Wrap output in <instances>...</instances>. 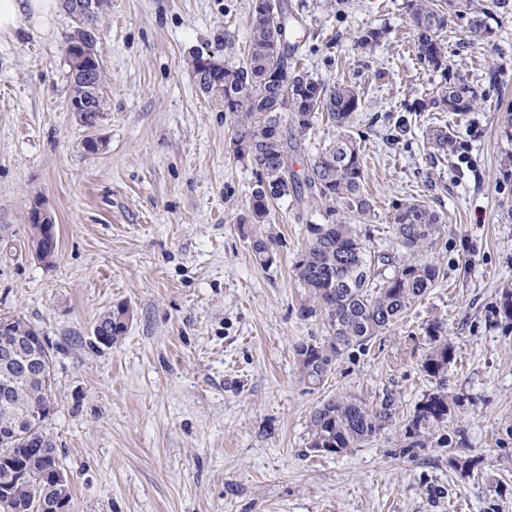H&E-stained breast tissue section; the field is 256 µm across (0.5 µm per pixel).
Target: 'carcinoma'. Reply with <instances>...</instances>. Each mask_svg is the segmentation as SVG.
Here are the masks:
<instances>
[{"instance_id":"obj_1","label":"carcinoma","mask_w":512,"mask_h":512,"mask_svg":"<svg viewBox=\"0 0 512 512\" xmlns=\"http://www.w3.org/2000/svg\"><path fill=\"white\" fill-rule=\"evenodd\" d=\"M416 35L417 60L440 73L444 80L438 95L420 102V109H436L466 116L475 110L477 96L462 80L448 78V56L440 40L448 15L472 10L471 0H406ZM296 18L286 0H253L250 42L246 61L224 68V111L237 122L236 153L252 164L255 189L250 224L269 222V203L286 196L322 207V222L305 226L306 238L294 272L313 304L301 308L311 317L326 313L330 336L321 341L303 340L295 345L302 379L319 384L331 372L340 351L363 346L389 331L446 272L426 258L440 238L445 219L429 206L412 201L394 207L392 227L408 256L397 260L372 254L355 224L370 217L373 203L364 191L362 156L355 137L346 132L361 99L345 82L326 83L305 72L290 70L299 46ZM327 117L339 130L320 151L309 158L302 173L293 169L300 154V137L318 116ZM432 144L441 153L455 147L456 130H437ZM254 257L262 265L273 261L266 239L246 234ZM127 307L104 312L98 323L112 328L109 343L125 333ZM497 320L512 328V290L503 291L493 306ZM428 352L421 368L436 378L447 370L455 348L434 320L422 327ZM38 329L22 318L8 320L0 329V351L12 346L24 353L38 341ZM42 363L31 376L21 375L13 395L0 397V512H62L70 506L69 482L57 478L61 470L57 445L42 415L54 404L52 349L38 345ZM463 394L442 387L424 395L408 423V447L424 448V439L457 416ZM397 413L395 393L385 390L369 405L351 396L324 400L310 417L311 448L337 454L356 448L391 425Z\"/></svg>"}]
</instances>
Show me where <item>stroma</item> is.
<instances>
[{
	"instance_id": "stroma-1",
	"label": "stroma",
	"mask_w": 512,
	"mask_h": 512,
	"mask_svg": "<svg viewBox=\"0 0 512 512\" xmlns=\"http://www.w3.org/2000/svg\"><path fill=\"white\" fill-rule=\"evenodd\" d=\"M300 21L297 66L357 88L350 128L375 214L358 230L370 250L402 255L389 222L417 200L445 231L430 257L447 276L388 334L338 355L323 384L299 375L294 344L321 340L322 316L294 264L314 209L273 202L265 234L274 261L256 262L242 227L254 176L235 152L231 115L187 69L211 52L246 57L252 0H109L99 21L104 119L89 131L68 107L59 7L45 33L0 39V320L22 318L53 349L49 428L73 512H512V330L489 311L512 285V0H475L499 21L483 37L467 16L441 34L453 75L481 107L461 117L419 108L439 74L416 59L404 0H288ZM383 30L360 48V30ZM454 128V153L431 133ZM97 136V152L85 148ZM52 212L54 263L36 260L29 213ZM131 320L109 348L93 343L106 310ZM438 320L455 347L442 380L426 376L422 328ZM468 401L449 435L463 434L473 472L455 449L406 452L404 425L437 387ZM398 398L394 423L339 454L309 448V420L327 397Z\"/></svg>"
}]
</instances>
